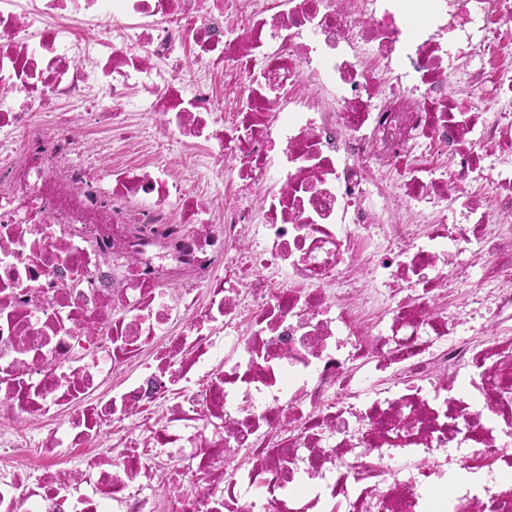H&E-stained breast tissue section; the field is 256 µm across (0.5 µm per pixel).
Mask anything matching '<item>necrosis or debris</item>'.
I'll return each mask as SVG.
<instances>
[{
  "mask_svg": "<svg viewBox=\"0 0 512 512\" xmlns=\"http://www.w3.org/2000/svg\"><path fill=\"white\" fill-rule=\"evenodd\" d=\"M504 27L512 0H433L413 32L400 0H0V512H423L457 462L484 483L452 512H512V339L447 341L437 311L471 249L512 309V121L479 98L512 102ZM210 67L243 78L232 115ZM153 119L189 169L121 162ZM395 199L438 228L387 223ZM357 258L372 279L336 289ZM361 358L405 390L363 399Z\"/></svg>",
  "mask_w": 512,
  "mask_h": 512,
  "instance_id": "necrosis-or-debris-1",
  "label": "necrosis or debris"
}]
</instances>
